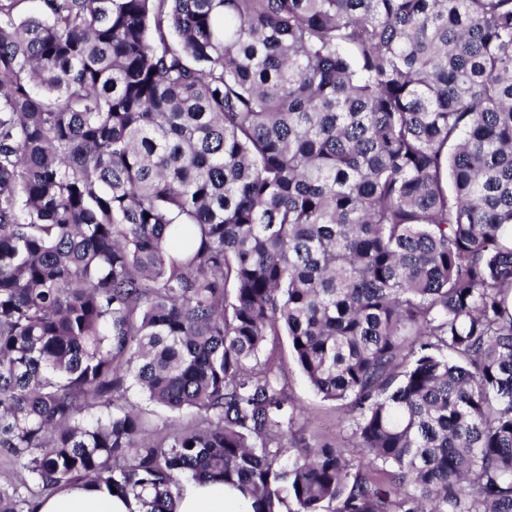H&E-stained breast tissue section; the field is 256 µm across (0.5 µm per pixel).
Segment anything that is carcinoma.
Returning a JSON list of instances; mask_svg holds the SVG:
<instances>
[{
	"mask_svg": "<svg viewBox=\"0 0 512 512\" xmlns=\"http://www.w3.org/2000/svg\"><path fill=\"white\" fill-rule=\"evenodd\" d=\"M40 2L0 0V449L142 512H512V0ZM282 332L356 450L288 443ZM124 405H133L141 409L145 419H147L153 427L162 428L169 414L162 408L151 403L136 387H131L128 391L126 400L120 402ZM242 493L221 483L192 482L181 491L176 512H247Z\"/></svg>",
	"mask_w": 512,
	"mask_h": 512,
	"instance_id": "obj_1",
	"label": "carcinoma"
}]
</instances>
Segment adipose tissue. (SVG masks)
<instances>
[{
  "label": "adipose tissue",
  "instance_id": "1",
  "mask_svg": "<svg viewBox=\"0 0 512 512\" xmlns=\"http://www.w3.org/2000/svg\"><path fill=\"white\" fill-rule=\"evenodd\" d=\"M242 493L221 483L188 484L177 499L176 512H248ZM36 512H140L130 496L112 495L105 488L82 482L48 493L35 502Z\"/></svg>",
  "mask_w": 512,
  "mask_h": 512
}]
</instances>
